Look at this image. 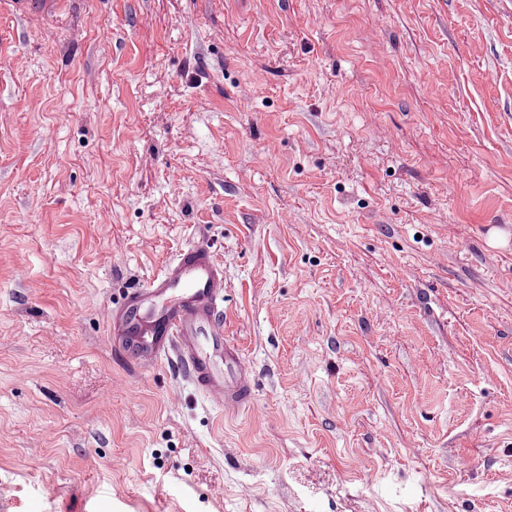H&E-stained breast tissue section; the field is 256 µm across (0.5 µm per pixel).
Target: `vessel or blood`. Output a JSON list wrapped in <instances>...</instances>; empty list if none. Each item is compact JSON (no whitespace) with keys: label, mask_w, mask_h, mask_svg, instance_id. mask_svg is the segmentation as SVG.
<instances>
[{"label":"vessel or blood","mask_w":512,"mask_h":512,"mask_svg":"<svg viewBox=\"0 0 512 512\" xmlns=\"http://www.w3.org/2000/svg\"><path fill=\"white\" fill-rule=\"evenodd\" d=\"M224 264L208 240L181 250L148 287L124 290L106 311L115 352L149 369L167 357L193 386L228 413L250 410L257 383L225 336Z\"/></svg>","instance_id":"obj_1"}]
</instances>
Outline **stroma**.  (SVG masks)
I'll return each mask as SVG.
<instances>
[{"mask_svg": "<svg viewBox=\"0 0 512 512\" xmlns=\"http://www.w3.org/2000/svg\"><path fill=\"white\" fill-rule=\"evenodd\" d=\"M202 237L233 416L102 317ZM0 490L512 512V0H0Z\"/></svg>", "mask_w": 512, "mask_h": 512, "instance_id": "stroma-1", "label": "stroma"}]
</instances>
